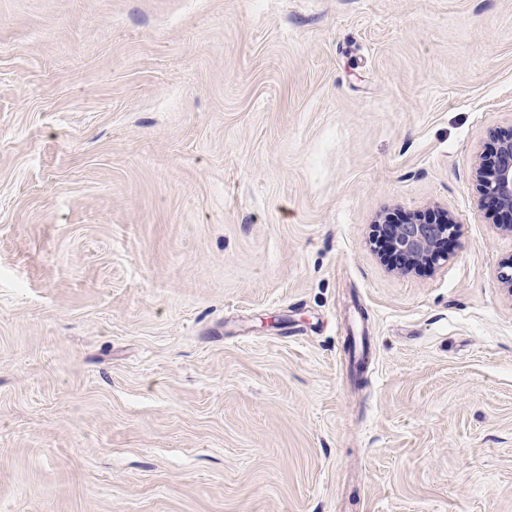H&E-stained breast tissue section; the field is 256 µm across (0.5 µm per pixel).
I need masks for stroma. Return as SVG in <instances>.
Wrapping results in <instances>:
<instances>
[{
	"label": "stroma",
	"mask_w": 512,
	"mask_h": 512,
	"mask_svg": "<svg viewBox=\"0 0 512 512\" xmlns=\"http://www.w3.org/2000/svg\"><path fill=\"white\" fill-rule=\"evenodd\" d=\"M510 133L512 0H0V512H512ZM475 181L481 199L495 210L499 227L512 232V134L497 140L491 154L480 158L475 167ZM388 236L391 259L402 263L404 269H412L422 263H435L446 255L440 252L442 243L456 235L457 224L448 213L432 216L414 215L400 224H378Z\"/></svg>",
	"instance_id": "obj_1"
}]
</instances>
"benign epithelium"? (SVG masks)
<instances>
[{"label": "benign epithelium", "instance_id": "obj_1", "mask_svg": "<svg viewBox=\"0 0 512 512\" xmlns=\"http://www.w3.org/2000/svg\"><path fill=\"white\" fill-rule=\"evenodd\" d=\"M475 181L481 199L495 210L500 229L512 232V134L497 140L493 152L475 167ZM388 236L391 258L411 269L422 263H435L445 257L442 244L456 235L457 224L447 213L434 217L414 215L398 224H382Z\"/></svg>", "mask_w": 512, "mask_h": 512}]
</instances>
